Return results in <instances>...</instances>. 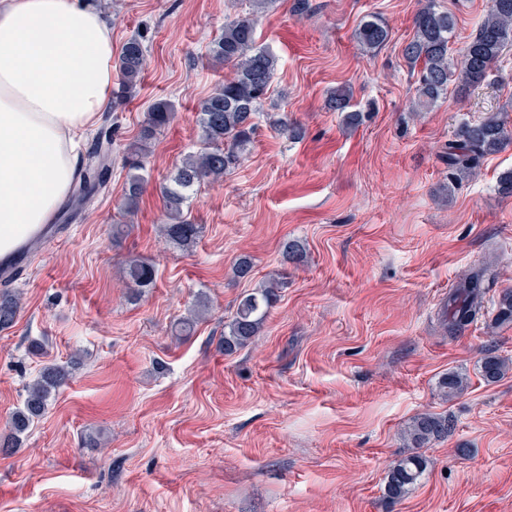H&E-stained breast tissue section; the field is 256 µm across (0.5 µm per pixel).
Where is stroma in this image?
Masks as SVG:
<instances>
[{
    "label": "stroma",
    "mask_w": 512,
    "mask_h": 512,
    "mask_svg": "<svg viewBox=\"0 0 512 512\" xmlns=\"http://www.w3.org/2000/svg\"><path fill=\"white\" fill-rule=\"evenodd\" d=\"M456 17L463 48L490 0H274L257 36L279 63L252 146L184 209L200 233L188 251L162 238L161 189L204 149L198 106L230 67L211 43L248 0H104L115 48L134 35L148 66L125 107L102 113L83 138L86 164L100 132L112 139L106 186L81 209L61 206L58 240L13 276L22 307L0 330V434L46 364L78 356L72 379L0 454V512H512V371L490 384L487 351L512 361V323L494 326L512 289V141L480 163L477 178H448L446 152L462 124L497 114L512 128V45L476 87L449 81L414 111V71L402 49L427 2ZM380 18L389 41L372 53L354 38ZM349 90L363 120L347 126L328 98ZM173 107L147 149L145 186L120 215L136 140L153 103ZM302 126V138L276 122ZM123 224L120 238L112 227ZM306 249L283 264L286 242ZM250 256V279L233 274ZM156 268L153 287L128 288L126 260ZM287 270L255 344L225 354L224 323L239 299ZM483 271V307L456 333L448 296ZM206 297L193 336L172 325ZM44 352L30 354V340ZM462 374L446 399L438 383ZM447 416V438L424 448L416 488L384 495L404 427L419 413ZM99 438L90 448L86 439ZM467 455H460V448Z\"/></svg>",
    "instance_id": "stroma-1"
}]
</instances>
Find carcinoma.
<instances>
[{"mask_svg":"<svg viewBox=\"0 0 512 512\" xmlns=\"http://www.w3.org/2000/svg\"><path fill=\"white\" fill-rule=\"evenodd\" d=\"M272 3L274 0H252V12L226 22L224 33L209 49L210 59L232 67L233 76L224 79V83L200 106L199 123L205 140L212 147L187 155L162 190L167 222L161 225L160 233L176 249H191L199 235V226L184 216V208L196 187L205 181H217L238 166L254 139L255 119L278 67V57L269 49L257 46L254 13ZM455 27L454 16L437 9L432 0L415 15L413 36L405 44L403 55L410 63L421 64L415 87L418 112L429 109L443 95L451 77H456L464 86L484 79L491 65L507 45L512 44V0H491L487 15L463 47L459 58L453 61L448 57V51ZM355 36L363 50L373 52L388 41L389 30L381 21L372 18L359 25ZM146 63V48L141 38L128 39L116 62L118 86L112 90V109L122 107L134 97ZM330 103L334 110L346 113L348 125L355 126L362 121L361 113L348 111L349 93L334 92ZM172 112V106L166 102L153 104L137 140L128 148L126 162L133 174L128 177L122 200V209L126 212L133 211L139 203L143 183L139 171L145 167L144 149L169 124ZM510 139L512 130L496 115L466 123L459 130L458 139L448 144V170L461 178H472L478 174L480 160L498 152ZM109 145V137H98L93 154L95 162L79 174V186L73 199L89 201L103 186L109 171ZM124 278L130 288H150L156 280V271L152 264L132 258L125 264ZM287 285V277L279 273L240 298L233 316L224 323V353L232 354L254 342L270 316L278 290ZM479 288L480 275L471 273L449 297L448 331L462 329L473 320L480 306ZM19 311L17 292L1 288L0 329L11 327ZM207 311V302L198 300L196 309L177 322L176 335H192L199 317ZM494 321L498 325L512 322L511 288L502 291ZM508 370L506 359L493 352H487L481 358L480 372L488 383L502 380ZM68 378L69 371L60 365L49 364L39 370L26 387L22 407L11 417L12 430L3 442V452L20 445L21 436L45 414ZM463 387L464 377L455 372L439 382L442 396L446 398L456 395ZM402 436L413 452L396 460L389 468L385 492L392 500L403 499L419 484L427 468V459L419 449L448 436V417L422 412L403 429Z\"/></svg>","mask_w":512,"mask_h":512,"instance_id":"cac0c4a2","label":"carcinoma"}]
</instances>
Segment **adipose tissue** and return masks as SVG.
I'll list each match as a JSON object with an SVG mask.
<instances>
[{"label": "adipose tissue", "mask_w": 512, "mask_h": 512, "mask_svg": "<svg viewBox=\"0 0 512 512\" xmlns=\"http://www.w3.org/2000/svg\"><path fill=\"white\" fill-rule=\"evenodd\" d=\"M114 81L100 7L0 0V257L54 218Z\"/></svg>", "instance_id": "obj_1"}]
</instances>
